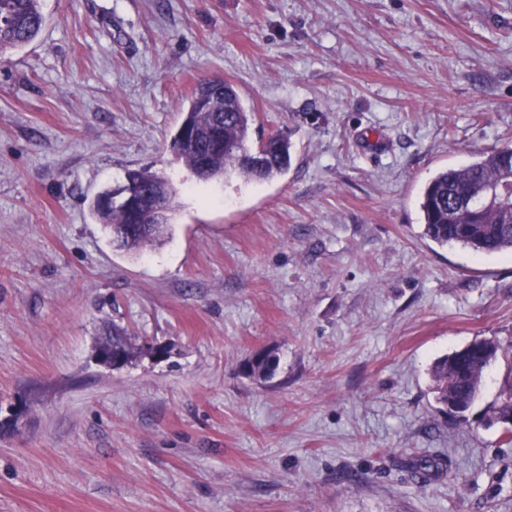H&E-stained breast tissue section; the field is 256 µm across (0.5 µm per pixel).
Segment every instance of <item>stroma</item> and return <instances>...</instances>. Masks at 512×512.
<instances>
[{
    "label": "stroma",
    "instance_id": "1",
    "mask_svg": "<svg viewBox=\"0 0 512 512\" xmlns=\"http://www.w3.org/2000/svg\"><path fill=\"white\" fill-rule=\"evenodd\" d=\"M0 57V512H512L490 422L435 362L512 342V252L423 237L443 168L512 145V0H40ZM233 84L291 164L201 181L169 149L196 83ZM178 190L129 255L89 203ZM167 348L115 369L104 323ZM268 351L272 378L242 366Z\"/></svg>",
    "mask_w": 512,
    "mask_h": 512
}]
</instances>
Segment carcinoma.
I'll use <instances>...</instances> for the list:
<instances>
[{"mask_svg": "<svg viewBox=\"0 0 512 512\" xmlns=\"http://www.w3.org/2000/svg\"><path fill=\"white\" fill-rule=\"evenodd\" d=\"M40 0H0V55L22 48L38 37L45 25ZM252 113L236 88L219 79L200 81L189 99L182 123L194 130V144L173 135L169 148L177 160L200 180L227 178L233 174L246 181L271 180L288 170L291 161L289 136L278 134L254 147L250 144ZM512 172V147H492L471 163L438 171L424 186L420 198L423 236L439 246L460 244L477 252L512 250V199L494 200L479 211L456 205L458 196H474L501 182ZM126 178L136 186H149L164 195L175 211V191L164 177L148 170H131ZM107 188L95 197L92 212L108 230L112 245L136 253L159 242L169 220L159 223L151 214L144 231L127 233L129 216L121 203L110 200ZM112 204H107V201ZM102 347L119 349L131 360L139 348L127 331L114 324L107 330ZM276 359L267 355L244 365L246 374L266 379L274 372ZM489 360L469 348H461L439 360L433 370L435 399L441 407L453 405L468 410L477 399Z\"/></svg>", "mask_w": 512, "mask_h": 512, "instance_id": "cac0c4a2", "label": "carcinoma"}]
</instances>
